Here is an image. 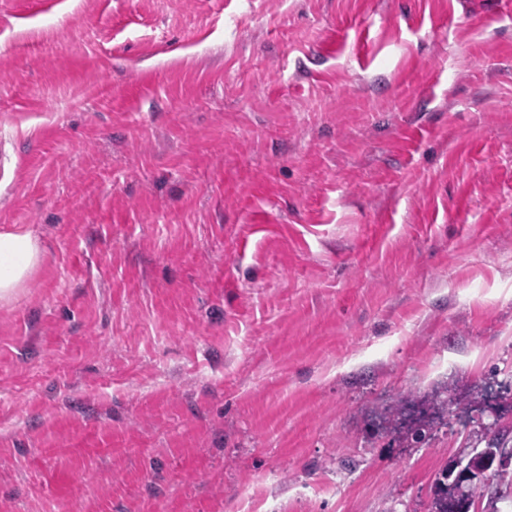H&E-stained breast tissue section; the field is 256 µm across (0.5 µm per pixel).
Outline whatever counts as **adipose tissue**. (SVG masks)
Masks as SVG:
<instances>
[{
	"label": "adipose tissue",
	"mask_w": 512,
	"mask_h": 512,
	"mask_svg": "<svg viewBox=\"0 0 512 512\" xmlns=\"http://www.w3.org/2000/svg\"><path fill=\"white\" fill-rule=\"evenodd\" d=\"M43 248L32 231H0V305L11 303L41 263Z\"/></svg>",
	"instance_id": "adipose-tissue-1"
}]
</instances>
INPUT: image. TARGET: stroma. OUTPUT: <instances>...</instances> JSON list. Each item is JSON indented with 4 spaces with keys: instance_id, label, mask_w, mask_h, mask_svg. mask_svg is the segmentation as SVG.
Listing matches in <instances>:
<instances>
[{
    "instance_id": "35a3bbf8",
    "label": "stroma",
    "mask_w": 512,
    "mask_h": 512,
    "mask_svg": "<svg viewBox=\"0 0 512 512\" xmlns=\"http://www.w3.org/2000/svg\"><path fill=\"white\" fill-rule=\"evenodd\" d=\"M0 512H431L512 446V0H0ZM43 248L30 230L0 231V305L11 303L41 263ZM498 444L490 446L493 448H483L477 451L466 464L462 461L457 462L453 468L447 471L443 477L448 482V478L452 477L455 470L456 475L453 480L455 482L467 483L472 487L479 485L480 480L494 466L496 468L506 467L512 463V448H499Z\"/></svg>"
}]
</instances>
